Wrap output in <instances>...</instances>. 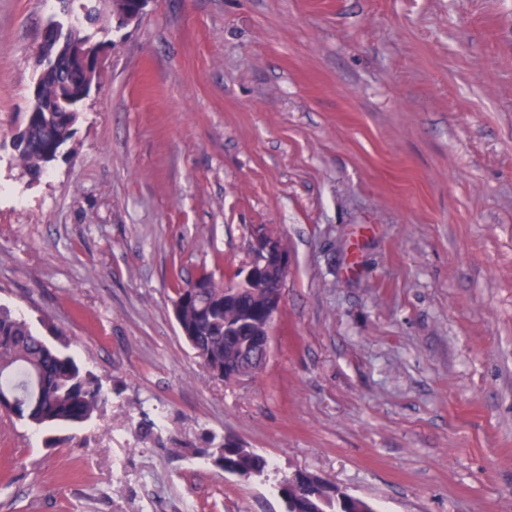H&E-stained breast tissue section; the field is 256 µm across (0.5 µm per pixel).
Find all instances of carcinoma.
Segmentation results:
<instances>
[{"label":"carcinoma","instance_id":"obj_1","mask_svg":"<svg viewBox=\"0 0 512 512\" xmlns=\"http://www.w3.org/2000/svg\"><path fill=\"white\" fill-rule=\"evenodd\" d=\"M80 15L87 10L98 33L110 32L112 8L133 10L135 0H65ZM40 70L46 72L42 96L28 102L25 116L28 134L12 141L14 160L29 175H39L67 147L75 133L79 115L46 112L43 101L60 97L55 72L63 63L53 62L44 49L38 50ZM210 282L208 288H193L191 282L177 289L174 317L183 338L204 367L224 369L248 367L259 373L267 355L253 345L254 333L268 324L267 293L259 288H244L236 298L224 303V282L206 271L197 275ZM63 334L55 333L48 341L23 318L0 307V415L5 414L36 430L52 431L59 427L77 428L102 414L111 403L110 392L101 381L85 370L68 352ZM219 468L227 467L242 477H265L273 470L262 454L226 438L212 452ZM277 493L283 503L297 509L306 488L282 477ZM370 503L356 497L328 495L324 512H367Z\"/></svg>","mask_w":512,"mask_h":512}]
</instances>
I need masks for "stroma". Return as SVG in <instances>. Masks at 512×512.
Returning <instances> with one entry per match:
<instances>
[{
    "label": "stroma",
    "mask_w": 512,
    "mask_h": 512,
    "mask_svg": "<svg viewBox=\"0 0 512 512\" xmlns=\"http://www.w3.org/2000/svg\"><path fill=\"white\" fill-rule=\"evenodd\" d=\"M61 17L0 0V306L112 402L0 418V512H283L207 458L227 438L382 512H512V0H148L34 180L11 141ZM259 225L283 303L227 384L175 284Z\"/></svg>",
    "instance_id": "35a3bbf8"
}]
</instances>
